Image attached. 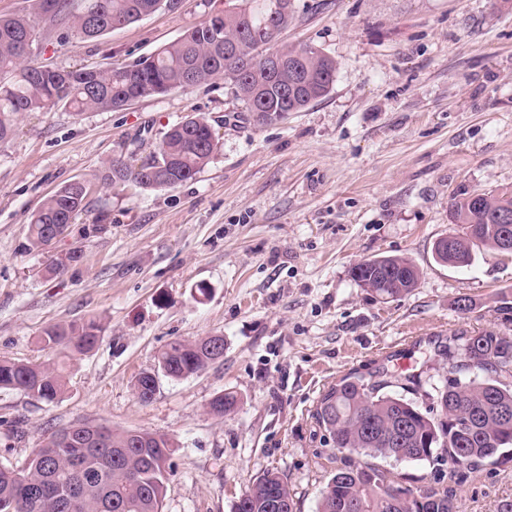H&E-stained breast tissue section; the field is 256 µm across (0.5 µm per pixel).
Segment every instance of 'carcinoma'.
Instances as JSON below:
<instances>
[{"label": "carcinoma", "instance_id": "cac0c4a2", "mask_svg": "<svg viewBox=\"0 0 512 512\" xmlns=\"http://www.w3.org/2000/svg\"><path fill=\"white\" fill-rule=\"evenodd\" d=\"M36 0L38 14L64 20L68 29L83 35L89 20L93 36L136 22L173 0H52L48 11ZM293 18L291 0H238V5L209 18L155 54L107 70H66L34 63L21 41L34 32L23 15L0 17V141L11 137L19 115L52 112L65 107L82 112L122 107L136 100L166 95L224 79L259 125L274 123L270 114L299 112L326 96L336 80L338 64L321 49L305 45L279 48L277 33ZM266 37L265 54L286 63L271 71L258 52L255 36ZM211 125L199 115L173 125L149 160L138 167L112 163L114 186L165 189L193 179L214 157L218 143L210 140ZM87 196L86 184L72 182L48 197L31 215L30 244H47V229L66 221L73 224ZM512 215V189L467 195L453 200V224L482 225L480 243L467 232L448 241L442 261L470 258L483 247L503 251L512 245V224L498 217ZM393 270L389 279L376 267L362 270L361 280L373 290L395 299L410 293L419 269L404 256H387ZM102 322L91 317L81 323L56 324L42 341L70 353H85L99 343ZM457 354L449 357L447 375L425 392L436 404L429 415L419 405L392 392L412 386L423 388L420 377L384 367L366 375L350 373L324 392L313 410L316 424L336 434L339 453L356 456L331 478L335 489L321 494L318 512H459L451 485L464 471L485 462L512 458V335L489 330L474 336H453ZM197 341L174 340L158 355V369L180 379L204 370L210 360L195 349ZM0 388L15 389L47 402L66 389L64 370L58 365L20 363L0 359ZM237 398L222 394L210 410L224 415L234 411ZM74 442L49 436L20 469L0 466V512H163V501L176 444L166 435L112 430L88 423L72 426ZM139 453H129L132 442ZM406 448V459L448 461V485L417 487L395 485L377 461L394 457ZM247 507L240 512H270L273 498L292 499L288 485L265 471L246 489Z\"/></svg>", "mask_w": 512, "mask_h": 512}]
</instances>
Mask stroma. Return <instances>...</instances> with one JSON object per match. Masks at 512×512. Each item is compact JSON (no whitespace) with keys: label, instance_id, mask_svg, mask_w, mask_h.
<instances>
[{"label":"stroma","instance_id":"35a3bbf8","mask_svg":"<svg viewBox=\"0 0 512 512\" xmlns=\"http://www.w3.org/2000/svg\"><path fill=\"white\" fill-rule=\"evenodd\" d=\"M229 0H178L96 38L41 20L36 62L127 65L223 13ZM282 46L312 45L339 64L330 93L258 125L223 79L82 114L27 112L0 142V358L62 365L67 390L48 403L0 389V466L15 467L50 433L77 423L167 435L164 512H233L265 470L293 512H317L340 460L311 417L352 372L381 367L445 375L450 336L512 330V258L477 249L470 266L434 257L453 198L512 187V0H293ZM209 120L221 147L193 180L162 190L115 187L113 161L138 165L186 117ZM92 184L69 234L29 246L31 214L65 184ZM78 265L51 266L72 250ZM410 258L416 288L381 302L354 263ZM206 295H199V288ZM471 311L456 309L458 298ZM97 317L89 353L43 347V330ZM224 339L198 374L137 377L171 341ZM237 409L210 413L219 394ZM416 487L440 462L383 461ZM460 512L512 501V463L483 464L456 488Z\"/></svg>","mask_w":512,"mask_h":512}]
</instances>
